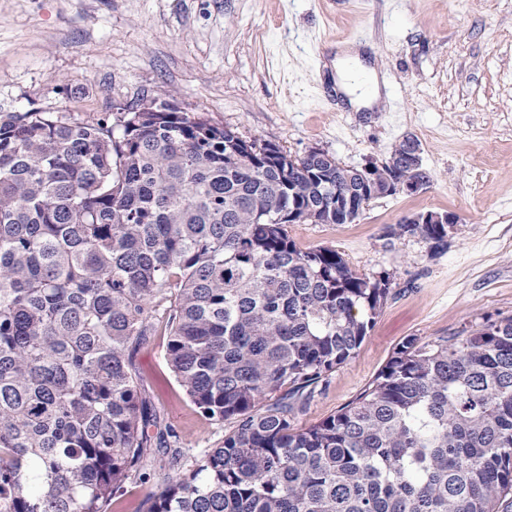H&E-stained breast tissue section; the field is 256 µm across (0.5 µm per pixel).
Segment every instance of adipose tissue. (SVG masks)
<instances>
[{"mask_svg":"<svg viewBox=\"0 0 512 512\" xmlns=\"http://www.w3.org/2000/svg\"><path fill=\"white\" fill-rule=\"evenodd\" d=\"M332 65L337 76L336 90L353 108H371L379 104L381 94L376 73L363 62L357 49H342Z\"/></svg>","mask_w":512,"mask_h":512,"instance_id":"obj_1","label":"adipose tissue"}]
</instances>
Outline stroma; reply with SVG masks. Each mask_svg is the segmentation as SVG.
I'll return each mask as SVG.
<instances>
[{
  "label": "stroma",
  "mask_w": 512,
  "mask_h": 512,
  "mask_svg": "<svg viewBox=\"0 0 512 512\" xmlns=\"http://www.w3.org/2000/svg\"><path fill=\"white\" fill-rule=\"evenodd\" d=\"M364 51L380 108L353 110L332 86L337 48ZM174 96L188 115L348 166L422 144L425 189L373 199L353 224H292L301 249L329 247L390 293L369 335L295 418L305 428L354 401L409 337L426 343L512 318V0H0V116L111 115ZM454 212L447 248L396 235L408 215ZM167 337L134 347L152 409L184 452L182 471L222 446L232 421L206 417L166 364ZM108 512H136L169 468L151 460Z\"/></svg>",
  "instance_id": "35a3bbf8"
}]
</instances>
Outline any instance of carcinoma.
<instances>
[{"mask_svg": "<svg viewBox=\"0 0 512 512\" xmlns=\"http://www.w3.org/2000/svg\"><path fill=\"white\" fill-rule=\"evenodd\" d=\"M137 108L0 118V512H107L156 454L173 473L143 512H496L512 493V318L406 339L353 402L295 428L389 278L299 248L288 214L345 224L370 183L163 98ZM386 168L410 172L400 147ZM398 235L448 246L446 224ZM161 320L179 385L235 421L185 474L180 449L151 447L165 434L132 361Z\"/></svg>", "mask_w": 512, "mask_h": 512, "instance_id": "carcinoma-1", "label": "carcinoma"}]
</instances>
